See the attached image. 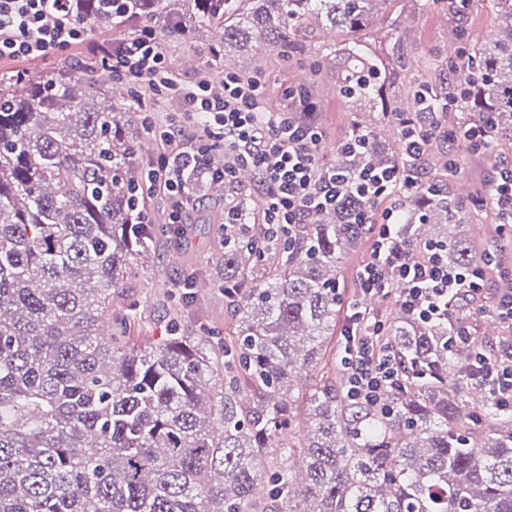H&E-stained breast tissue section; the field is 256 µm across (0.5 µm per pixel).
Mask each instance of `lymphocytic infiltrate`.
<instances>
[{
	"label": "lymphocytic infiltrate",
	"instance_id": "lymphocytic-infiltrate-1",
	"mask_svg": "<svg viewBox=\"0 0 512 512\" xmlns=\"http://www.w3.org/2000/svg\"><path fill=\"white\" fill-rule=\"evenodd\" d=\"M72 2L0 0V60L44 59L87 45V27L73 19ZM88 47L85 66L109 68L113 79L132 85L131 100L143 114L146 135L166 145L148 164L146 178L149 190L168 198L170 224L183 223L190 203L180 160L219 145L230 152L231 160L217 176V184H231L240 168L249 167L264 187L263 221L269 241L283 240L295 225L335 207L340 197L354 196L382 215L357 270L362 293L386 296L398 288L401 308L425 323L448 321L449 298L484 295V273L449 266L438 245L424 244L421 259L408 258L397 212L385 204L394 194L422 187L420 162L431 139L427 127L417 128L412 118H400L404 165L369 167L349 180L334 161L319 153L325 132L305 90H290V106L275 110L269 105V80L261 73H228L219 83L204 73L192 84L182 83L167 67L155 28L146 24L119 42ZM154 95L179 102V112L158 122L150 102ZM383 333L384 323L370 307L360 301L348 303L341 364L345 395L354 404H382L386 390L401 378L402 365L382 342ZM494 348L491 357L475 352L471 375L498 407L512 409V336L501 337Z\"/></svg>",
	"mask_w": 512,
	"mask_h": 512
}]
</instances>
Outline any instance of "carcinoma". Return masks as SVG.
I'll use <instances>...</instances> for the list:
<instances>
[{"label": "carcinoma", "instance_id": "cac0c4a2", "mask_svg": "<svg viewBox=\"0 0 512 512\" xmlns=\"http://www.w3.org/2000/svg\"><path fill=\"white\" fill-rule=\"evenodd\" d=\"M482 0H131L135 19L161 38L224 31V44L261 40L299 52L314 28L340 41L327 54L344 69L336 89L356 115L336 153L352 179L400 165L397 118L437 128L479 126L483 159L512 143V0H488L496 37L470 38ZM448 19L453 53L427 58L451 81L398 80L406 12ZM73 16L110 28L112 0H79ZM0 512H512V412L464 400L472 383L454 325L405 313L386 341L404 363L384 408L350 403L326 371L336 334L338 268L369 234L365 204L348 197L297 227L283 246L265 242L245 195L224 205L223 277L234 290L235 331L221 345L175 331L159 343L130 334L136 305L112 311L138 259L155 241L145 214L133 136L98 81L55 72L0 73ZM394 146L379 147L384 129ZM434 188L396 198L411 255L445 247L448 265L498 272L496 233L479 244L460 233L470 211L449 190L448 147L437 134L423 158ZM224 151L180 162L191 193L212 187ZM309 419L295 420L294 381Z\"/></svg>", "mask_w": 512, "mask_h": 512}]
</instances>
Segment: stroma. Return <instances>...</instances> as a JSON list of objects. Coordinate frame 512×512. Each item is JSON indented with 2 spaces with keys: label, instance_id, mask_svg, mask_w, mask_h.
Here are the masks:
<instances>
[{
  "label": "stroma",
  "instance_id": "1",
  "mask_svg": "<svg viewBox=\"0 0 512 512\" xmlns=\"http://www.w3.org/2000/svg\"><path fill=\"white\" fill-rule=\"evenodd\" d=\"M407 29L406 44L409 54L406 58L405 75L412 76L421 71L420 54H448V25L440 14L430 12L410 15L404 18ZM209 31H202L194 46H186L182 40L168 38L163 50L174 75L182 82H194L205 61L206 44L213 42ZM336 36L329 29L316 30L308 41L305 51L291 54L290 57L271 62L270 46L254 42L247 49L230 47L224 60L232 66L267 64V77L271 83V103L282 108L287 106L286 90L305 88L311 91L317 113L326 130V146L336 142L349 130L353 114L336 91V69L328 67L322 86H314L310 71L313 60L321 57L324 48L331 46ZM224 248L217 238L207 232L192 237L185 246L157 236L155 245L138 273L130 280L129 294L142 313L133 333L142 341L157 343L166 338L172 327H180L192 332L193 336L210 342L223 341L224 336L236 324L237 315L228 305L222 290L213 288L212 280L219 267L217 258ZM192 263L201 278L198 292L199 302L192 306H175L168 300L173 286V278L182 264Z\"/></svg>",
  "mask_w": 512,
  "mask_h": 512
}]
</instances>
